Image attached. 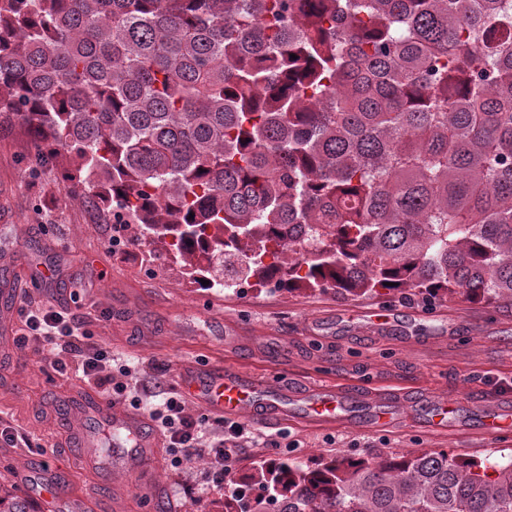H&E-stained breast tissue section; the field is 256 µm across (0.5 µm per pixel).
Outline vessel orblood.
Instances as JSON below:
<instances>
[{"label": "vessel or blood", "mask_w": 512, "mask_h": 512, "mask_svg": "<svg viewBox=\"0 0 512 512\" xmlns=\"http://www.w3.org/2000/svg\"><path fill=\"white\" fill-rule=\"evenodd\" d=\"M181 384L191 401L206 410L254 420L271 429L295 420L331 426L344 423L346 411L356 399L375 412L381 425H399L407 420L400 397L359 398L351 391L328 388L310 392L305 405L297 407L287 391L229 368L200 372L190 367L183 370ZM69 397L74 401L71 431L85 450L83 468L92 472L113 468L134 478L143 477L146 465L157 459L161 446L156 431L148 427L147 417L105 398L89 406L79 392H70ZM490 404L493 417L484 424L483 432L494 439L512 426V397L497 396ZM21 480L36 512H85L96 494L92 485L78 494L67 492V473L46 461L23 471Z\"/></svg>", "instance_id": "1"}]
</instances>
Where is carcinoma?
Here are the masks:
<instances>
[{
	"mask_svg": "<svg viewBox=\"0 0 512 512\" xmlns=\"http://www.w3.org/2000/svg\"><path fill=\"white\" fill-rule=\"evenodd\" d=\"M12 116L194 284L512 303V0H0ZM253 474L224 512H512V457Z\"/></svg>",
	"mask_w": 512,
	"mask_h": 512,
	"instance_id": "1",
	"label": "carcinoma"
}]
</instances>
